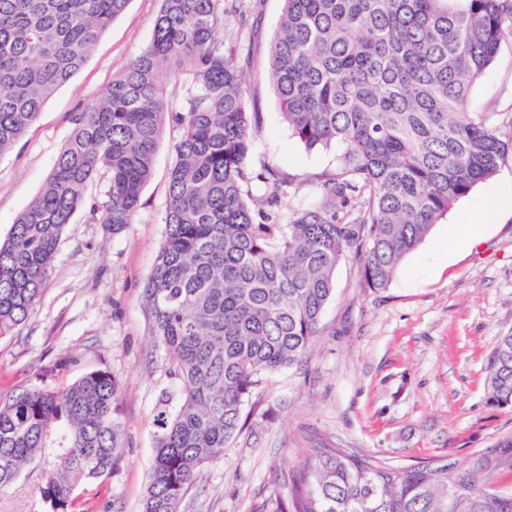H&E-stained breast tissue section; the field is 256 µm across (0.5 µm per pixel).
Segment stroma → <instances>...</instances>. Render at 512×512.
<instances>
[{"label": "stroma", "instance_id": "35a3bbf8", "mask_svg": "<svg viewBox=\"0 0 512 512\" xmlns=\"http://www.w3.org/2000/svg\"><path fill=\"white\" fill-rule=\"evenodd\" d=\"M257 3L249 44H240L234 21L224 40L249 56L243 65L246 93L261 126L251 162L291 178L282 208L288 214L318 202L316 179L335 168L341 148L306 149L284 122L268 67L284 2ZM160 6V0H130L84 66L0 156V240L43 189L74 115L95 105L113 76L148 46ZM468 109L489 113L495 122L512 115V46L501 47L474 85ZM176 137L165 128L153 176L125 231L112 234L88 208L103 200L106 177L86 187L88 205L64 230L55 272L33 314L0 338L2 393L70 382L105 367L118 377L123 458L111 472L78 487L80 503L92 512H141L154 454L152 416L162 397L178 394L163 349L147 334L142 302L163 241ZM491 200L499 208L488 223L484 209ZM465 214L477 226L475 239L439 258L436 245ZM335 282L305 357L262 376L243 407L247 428L232 440L223 462L201 469L181 512H274L277 497L287 492L285 479L317 435L392 465L438 457L462 465L512 430V408L491 406L485 390L486 359L498 336L512 332L511 161L454 204L387 288L365 287L353 255L338 266ZM43 467L35 459L0 494V512H42L36 488Z\"/></svg>", "mask_w": 512, "mask_h": 512}]
</instances>
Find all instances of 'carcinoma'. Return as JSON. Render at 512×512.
Returning a JSON list of instances; mask_svg holds the SVG:
<instances>
[{
  "mask_svg": "<svg viewBox=\"0 0 512 512\" xmlns=\"http://www.w3.org/2000/svg\"><path fill=\"white\" fill-rule=\"evenodd\" d=\"M269 67L282 116L306 148L343 146L321 198L282 220L288 176L251 167L260 126L224 42L247 0H161L149 45L76 119L39 195L0 242V337L33 313L63 229L87 205L134 223L166 126L178 131L164 241L142 289L149 336L177 400L153 417L142 512H179L198 472L224 460L260 376L298 362L319 333L337 267L353 253L364 284L388 286L460 198L505 164L512 116L468 111L472 86L504 44L512 0H284ZM129 0H0V155L82 68ZM193 89L173 107L166 85ZM264 210L254 208V182ZM488 401L512 407V333L487 358ZM120 388L108 368L58 387L0 396V491L36 457L46 512H76V487L113 470L124 448ZM512 472V430L459 466H391L316 437L275 512H512L484 487Z\"/></svg>",
  "mask_w": 512,
  "mask_h": 512,
  "instance_id": "cac0c4a2",
  "label": "carcinoma"
}]
</instances>
